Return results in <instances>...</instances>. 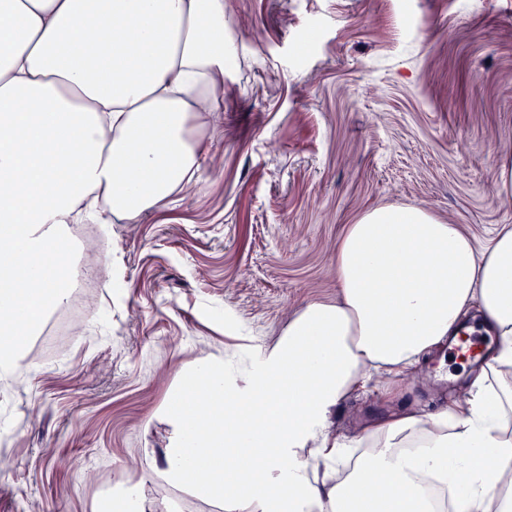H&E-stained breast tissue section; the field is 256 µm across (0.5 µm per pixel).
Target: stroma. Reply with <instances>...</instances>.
<instances>
[{
	"instance_id": "1",
	"label": "stroma",
	"mask_w": 512,
	"mask_h": 512,
	"mask_svg": "<svg viewBox=\"0 0 512 512\" xmlns=\"http://www.w3.org/2000/svg\"><path fill=\"white\" fill-rule=\"evenodd\" d=\"M224 34L237 62L190 182L105 224L98 316L76 341L25 336L0 378V512H97L120 483L145 512H224L160 475L184 372L269 349L334 299L336 244L368 209L419 207L481 244L512 224V0H224ZM470 369L440 349L346 399L330 432L433 412Z\"/></svg>"
}]
</instances>
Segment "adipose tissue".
<instances>
[{
	"mask_svg": "<svg viewBox=\"0 0 512 512\" xmlns=\"http://www.w3.org/2000/svg\"><path fill=\"white\" fill-rule=\"evenodd\" d=\"M232 63L224 0H0L1 371L62 297L65 225L137 218L188 183L192 121L220 111ZM336 281L245 371L185 376L162 478L225 512H512V224L481 245L421 208H375L338 241ZM463 330L494 339L463 402L331 438L374 372Z\"/></svg>",
	"mask_w": 512,
	"mask_h": 512,
	"instance_id": "obj_1",
	"label": "adipose tissue"
}]
</instances>
